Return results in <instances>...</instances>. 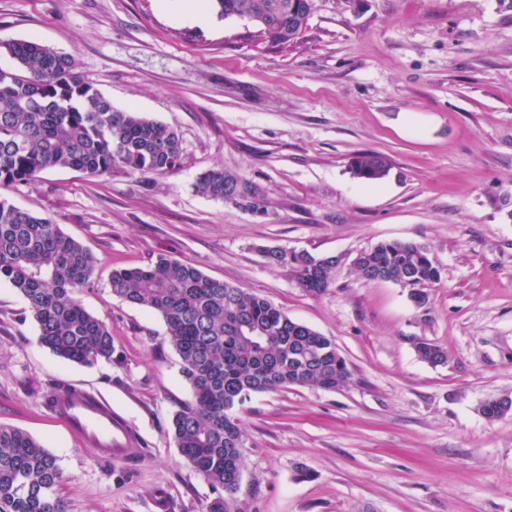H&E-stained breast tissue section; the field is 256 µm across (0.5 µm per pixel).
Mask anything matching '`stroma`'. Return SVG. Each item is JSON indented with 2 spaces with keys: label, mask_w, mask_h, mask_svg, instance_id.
I'll return each instance as SVG.
<instances>
[{
  "label": "stroma",
  "mask_w": 512,
  "mask_h": 512,
  "mask_svg": "<svg viewBox=\"0 0 512 512\" xmlns=\"http://www.w3.org/2000/svg\"><path fill=\"white\" fill-rule=\"evenodd\" d=\"M198 0H0V42L73 55L114 107L180 135L181 168L103 176L53 170L0 190L96 258L78 299L112 332L111 359L52 354L0 281V425L53 453L68 512H206L215 492L181 457L172 418L192 399L163 319L113 296V270L172 256L263 296L330 337L352 379L333 392L252 394L236 512H512V0H315L297 42ZM373 151L369 183L349 161ZM221 167L255 185L258 217L194 191ZM427 246V305L368 283L353 259L382 240ZM342 261L323 295L258 249ZM447 363L421 361L418 342ZM75 385L109 400L140 441L134 463L96 459L44 408ZM350 168L358 178L377 182L383 179L389 170L384 156L374 152H360L351 159Z\"/></svg>",
  "instance_id": "obj_1"
}]
</instances>
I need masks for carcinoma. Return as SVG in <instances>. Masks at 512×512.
I'll list each match as a JSON object with an SVG mask.
<instances>
[{
  "instance_id": "obj_1",
  "label": "carcinoma",
  "mask_w": 512,
  "mask_h": 512,
  "mask_svg": "<svg viewBox=\"0 0 512 512\" xmlns=\"http://www.w3.org/2000/svg\"><path fill=\"white\" fill-rule=\"evenodd\" d=\"M222 18H273L289 0H209ZM15 60L0 69V188L70 169L101 176L122 169L158 174L180 168L183 150L173 128L112 102L85 83L73 56L34 39L0 42ZM353 174L376 182L389 170L384 156L360 152ZM196 192L254 215L265 201L250 182L222 168L197 177ZM266 263L289 273L313 296L334 281L336 257H315L283 247L259 249ZM353 265L367 282H390L408 290L418 307L441 271L429 249L411 241L386 240L360 252ZM96 259L58 225L0 197V280L25 300L39 339L56 356L91 365L112 356V332L77 298L93 277ZM112 295L159 314L181 360L192 400L173 417L174 439L184 460L222 490L207 512H233L227 494L242 479L246 433L234 414L251 394L291 386L334 391L352 376L336 343L288 317L268 299L212 279L190 263L159 255L143 267L112 272ZM424 362L439 366L447 353L429 342L415 346ZM509 397L482 403L491 421L502 417ZM57 458L27 432L0 425V512H66L58 493Z\"/></svg>"
}]
</instances>
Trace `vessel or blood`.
Returning <instances> with one entry per match:
<instances>
[{
    "mask_svg": "<svg viewBox=\"0 0 512 512\" xmlns=\"http://www.w3.org/2000/svg\"><path fill=\"white\" fill-rule=\"evenodd\" d=\"M45 408L99 459L129 462L140 457L139 441L128 420L98 393L60 387L49 394Z\"/></svg>",
    "mask_w": 512,
    "mask_h": 512,
    "instance_id": "obj_1",
    "label": "vessel or blood"
}]
</instances>
